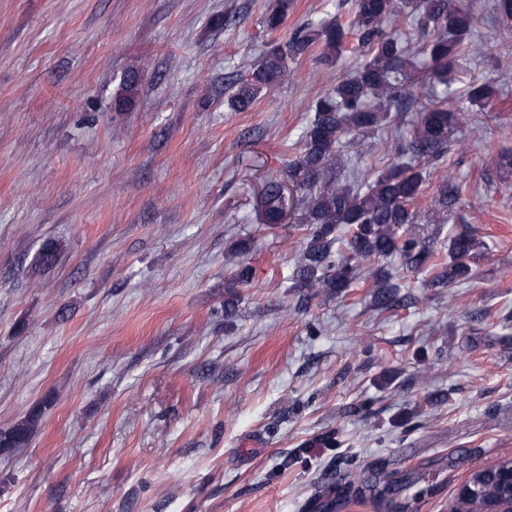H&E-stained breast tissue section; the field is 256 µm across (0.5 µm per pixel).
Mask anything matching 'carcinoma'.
<instances>
[{"label":"carcinoma","instance_id":"carcinoma-1","mask_svg":"<svg viewBox=\"0 0 512 512\" xmlns=\"http://www.w3.org/2000/svg\"><path fill=\"white\" fill-rule=\"evenodd\" d=\"M288 8V0H278L265 19L266 26L279 27ZM402 15L416 20L427 37L423 45L417 47L401 34L386 30ZM477 24L470 0H355L348 24L324 19L301 25L285 43L271 46L249 76L231 84L228 105L242 112L262 91L286 78L288 61L306 56L315 46L322 47L323 61L333 63L351 35L361 56L353 70L316 99L314 117L286 171L303 223L309 227L297 271L300 287L317 296H335L356 280V266L362 261L398 254L406 266L416 269L431 259L432 252L409 233L412 225L421 223L416 205L424 193L427 170L447 155L472 113L491 111L499 98L497 83L491 78H472L459 95L452 89ZM139 85L137 72L125 73L119 104L132 105ZM402 112L414 113L410 149L401 143L390 148L391 163L371 182L337 177V147L344 141L356 144L359 137L394 123ZM482 165L512 171V154H489ZM284 202L281 181H267L261 199L265 223H279ZM341 231L349 234V255L340 258L334 246ZM57 254V245L46 243L37 264L50 268ZM486 256L485 242L466 228L453 236L449 260L440 264L435 281L452 288L468 280L473 264ZM373 277V306L378 310L399 306V285L392 282V275L380 268ZM40 414L41 410L34 409L14 426L0 430V454L25 447ZM511 461L500 458L474 471L469 482L476 495L468 501L458 500V508L474 509L499 498L498 485L482 474Z\"/></svg>","mask_w":512,"mask_h":512}]
</instances>
